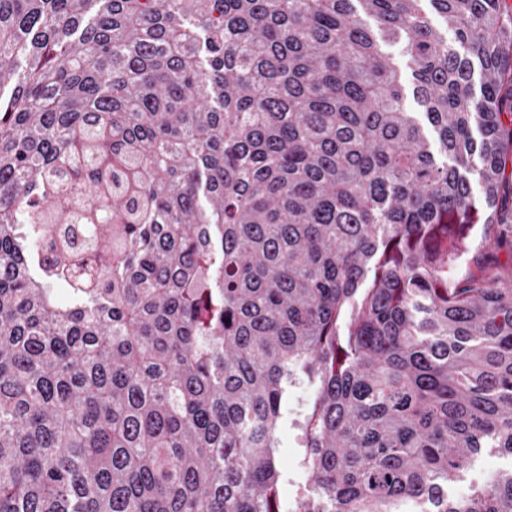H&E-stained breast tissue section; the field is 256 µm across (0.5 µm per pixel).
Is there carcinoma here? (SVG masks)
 Segmentation results:
<instances>
[{"instance_id":"cac0c4a2","label":"carcinoma","mask_w":512,"mask_h":512,"mask_svg":"<svg viewBox=\"0 0 512 512\" xmlns=\"http://www.w3.org/2000/svg\"><path fill=\"white\" fill-rule=\"evenodd\" d=\"M505 114L509 0H0V512H512ZM298 432L286 425L282 430V448L281 454L285 463H288L289 478L291 476V468L295 464L296 460L302 455L303 448H301L300 441L296 439ZM510 464V459L486 451L463 480L448 485V494L452 496L467 494L473 488L481 486L495 472L510 468Z\"/></svg>"}]
</instances>
